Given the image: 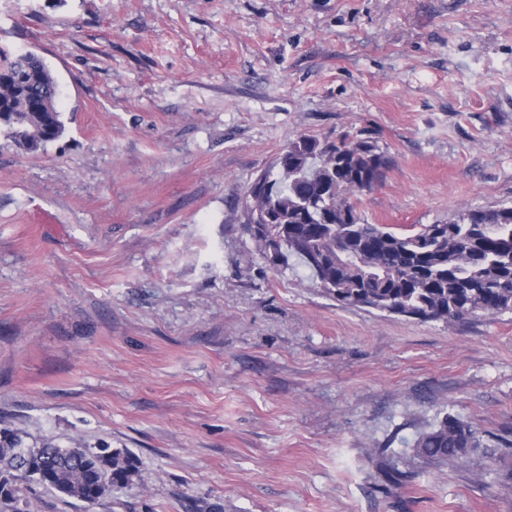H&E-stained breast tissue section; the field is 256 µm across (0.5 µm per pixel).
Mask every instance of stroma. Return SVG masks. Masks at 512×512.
<instances>
[{
	"mask_svg": "<svg viewBox=\"0 0 512 512\" xmlns=\"http://www.w3.org/2000/svg\"><path fill=\"white\" fill-rule=\"evenodd\" d=\"M0 51L66 125L0 137V435L138 460L31 512H512V314L342 305L242 204L300 135L377 141L373 224L512 202V0H0ZM447 414L482 446L439 468ZM480 447L477 431L447 414L419 437L413 451L429 463L450 465Z\"/></svg>",
	"mask_w": 512,
	"mask_h": 512,
	"instance_id": "35a3bbf8",
	"label": "stroma"
}]
</instances>
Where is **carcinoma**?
Masks as SVG:
<instances>
[{"label": "carcinoma", "instance_id": "carcinoma-1", "mask_svg": "<svg viewBox=\"0 0 512 512\" xmlns=\"http://www.w3.org/2000/svg\"><path fill=\"white\" fill-rule=\"evenodd\" d=\"M0 129L36 153L65 132L56 79L41 57L0 55ZM391 161L369 137L340 141L299 136L249 187L244 210L264 257L298 255L324 290L346 306L368 307L454 324L512 313V205L463 206L446 220L402 233L369 224L351 197L373 190ZM481 447L469 424L444 416L413 451L450 465ZM137 471L128 452L109 447L22 448L15 433L0 438V512H29L21 484L94 504L105 483L126 486Z\"/></svg>", "mask_w": 512, "mask_h": 512}]
</instances>
